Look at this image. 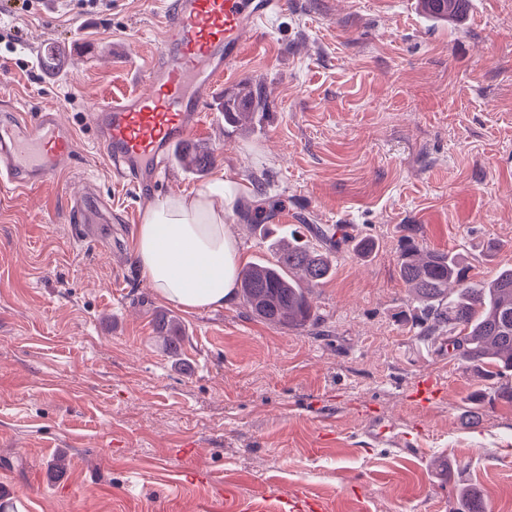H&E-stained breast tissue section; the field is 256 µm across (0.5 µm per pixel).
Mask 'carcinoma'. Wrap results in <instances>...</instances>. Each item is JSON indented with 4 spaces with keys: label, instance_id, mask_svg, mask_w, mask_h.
I'll use <instances>...</instances> for the list:
<instances>
[{
    "label": "carcinoma",
    "instance_id": "obj_1",
    "mask_svg": "<svg viewBox=\"0 0 512 512\" xmlns=\"http://www.w3.org/2000/svg\"><path fill=\"white\" fill-rule=\"evenodd\" d=\"M426 15L448 22L463 14L467 0H421ZM251 111L238 112L237 97L224 98V119L238 124L254 112H264L261 90L247 89ZM182 166L203 170L213 163V152L195 147L183 150ZM337 231L321 224H285L275 241L271 261L241 269L238 287L252 312L269 322L303 328L318 320L308 289L327 280L333 256L311 240L336 244ZM399 275L411 291L418 311L413 324L419 333H439L448 342V354L463 363L486 364L489 376L512 378V266L486 281L469 277L463 258L452 251L421 250L411 246L400 253ZM156 335L170 352L177 349L173 321L156 322ZM462 508L452 512H489L481 490L460 493Z\"/></svg>",
    "mask_w": 512,
    "mask_h": 512
}]
</instances>
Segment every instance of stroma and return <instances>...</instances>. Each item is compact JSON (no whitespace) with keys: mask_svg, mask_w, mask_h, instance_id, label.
Segmentation results:
<instances>
[{"mask_svg":"<svg viewBox=\"0 0 512 512\" xmlns=\"http://www.w3.org/2000/svg\"><path fill=\"white\" fill-rule=\"evenodd\" d=\"M288 2L241 77L269 109L235 126L215 102L192 137L223 146L206 171L147 197L91 150L42 189L0 190V482L18 512H449L464 486L512 512V402L411 327L397 266L412 242L466 254L476 279L512 265V0H468L447 25L420 0ZM161 12L0 5L18 30L0 44V112L54 109L92 139L90 109L135 89L124 54L156 50ZM220 177L246 184L228 219L241 263L271 256L246 218L260 199L338 226L314 325L267 323L239 297L187 312L145 282L130 217ZM84 192L117 219L71 221ZM162 316L177 353L154 336Z\"/></svg>","mask_w":512,"mask_h":512,"instance_id":"35a3bbf8","label":"stroma"}]
</instances>
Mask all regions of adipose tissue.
Listing matches in <instances>:
<instances>
[{
	"instance_id": "obj_1",
	"label": "adipose tissue",
	"mask_w": 512,
	"mask_h": 512,
	"mask_svg": "<svg viewBox=\"0 0 512 512\" xmlns=\"http://www.w3.org/2000/svg\"><path fill=\"white\" fill-rule=\"evenodd\" d=\"M242 189L239 181L224 179L144 209L133 256L160 299L197 311L234 298L240 252L226 224Z\"/></svg>"
}]
</instances>
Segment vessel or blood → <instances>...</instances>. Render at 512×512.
Here are the masks:
<instances>
[{
	"mask_svg": "<svg viewBox=\"0 0 512 512\" xmlns=\"http://www.w3.org/2000/svg\"><path fill=\"white\" fill-rule=\"evenodd\" d=\"M156 53L136 66L137 89L95 104L86 143L53 110L0 114V186L36 190L95 151L133 189L160 186L168 159L197 131L208 105L237 84L249 47L288 0H162Z\"/></svg>",
	"mask_w": 512,
	"mask_h": 512,
	"instance_id": "1",
	"label": "vessel or blood"
}]
</instances>
